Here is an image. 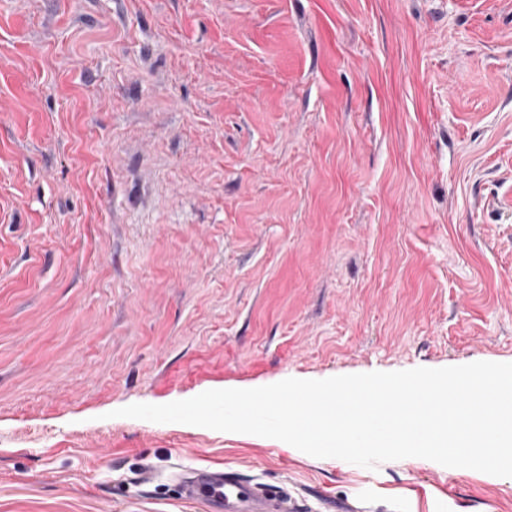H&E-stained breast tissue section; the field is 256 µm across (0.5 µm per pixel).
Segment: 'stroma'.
<instances>
[{
	"label": "stroma",
	"instance_id": "stroma-1",
	"mask_svg": "<svg viewBox=\"0 0 512 512\" xmlns=\"http://www.w3.org/2000/svg\"><path fill=\"white\" fill-rule=\"evenodd\" d=\"M512 363V0H0V512H512L117 418L287 378ZM179 496L203 505L207 512H301L296 498L283 489L254 481L224 467L179 474Z\"/></svg>",
	"mask_w": 512,
	"mask_h": 512
}]
</instances>
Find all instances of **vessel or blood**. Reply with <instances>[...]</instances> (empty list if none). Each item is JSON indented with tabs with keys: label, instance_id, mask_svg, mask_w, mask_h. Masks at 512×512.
<instances>
[{
	"label": "vessel or blood",
	"instance_id": "vessel-or-blood-1",
	"mask_svg": "<svg viewBox=\"0 0 512 512\" xmlns=\"http://www.w3.org/2000/svg\"><path fill=\"white\" fill-rule=\"evenodd\" d=\"M179 496L203 505L205 512H301L283 489L243 479L233 469L203 468L176 478Z\"/></svg>",
	"mask_w": 512,
	"mask_h": 512
}]
</instances>
